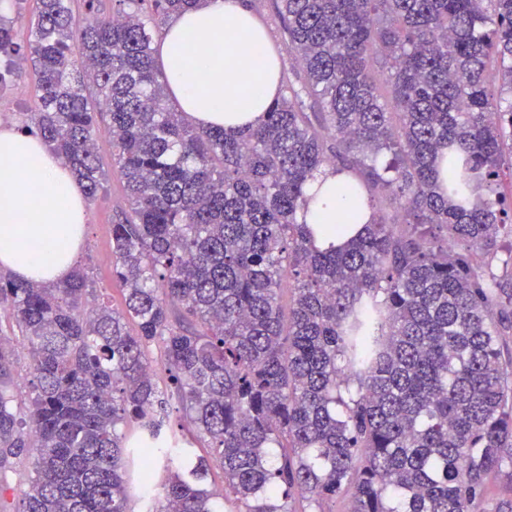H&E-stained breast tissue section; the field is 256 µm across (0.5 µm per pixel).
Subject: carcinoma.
<instances>
[{"instance_id": "cac0c4a2", "label": "carcinoma", "mask_w": 512, "mask_h": 512, "mask_svg": "<svg viewBox=\"0 0 512 512\" xmlns=\"http://www.w3.org/2000/svg\"><path fill=\"white\" fill-rule=\"evenodd\" d=\"M87 2L80 26L37 0L23 43L0 15V55L32 62L24 130L90 201L110 118L123 306L80 263L53 286L0 271V472L28 483L18 509L0 483V512H312L346 488V512H512L486 498L512 483V0H276L296 66L230 131L172 107L155 63L200 0ZM327 169L351 208L305 224Z\"/></svg>"}]
</instances>
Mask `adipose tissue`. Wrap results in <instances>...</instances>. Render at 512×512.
Instances as JSON below:
<instances>
[{
    "label": "adipose tissue",
    "instance_id": "obj_1",
    "mask_svg": "<svg viewBox=\"0 0 512 512\" xmlns=\"http://www.w3.org/2000/svg\"><path fill=\"white\" fill-rule=\"evenodd\" d=\"M157 62L173 102L201 128L259 122L278 93L269 38L241 0H202L171 19ZM71 171L36 136L0 129V268L18 280H66L85 235Z\"/></svg>",
    "mask_w": 512,
    "mask_h": 512
}]
</instances>
